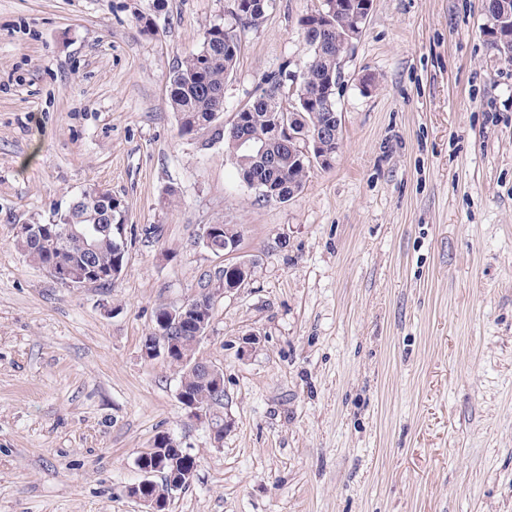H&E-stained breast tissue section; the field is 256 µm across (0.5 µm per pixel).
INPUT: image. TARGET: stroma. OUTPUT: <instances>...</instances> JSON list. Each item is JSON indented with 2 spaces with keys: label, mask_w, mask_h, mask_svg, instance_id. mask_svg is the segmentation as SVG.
Here are the masks:
<instances>
[{
  "label": "stroma",
  "mask_w": 512,
  "mask_h": 512,
  "mask_svg": "<svg viewBox=\"0 0 512 512\" xmlns=\"http://www.w3.org/2000/svg\"><path fill=\"white\" fill-rule=\"evenodd\" d=\"M485 3L373 0L336 157L279 203L169 107L234 0H0V512H144L126 489L161 433L198 459L168 512H512V63ZM320 4L275 0L243 34L225 123L302 64ZM93 184L123 204L126 266L66 288L13 239ZM217 222L256 264L196 350L224 373L218 448L141 351L158 304L224 268L199 242Z\"/></svg>",
  "instance_id": "1"
}]
</instances>
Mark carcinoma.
Here are the masks:
<instances>
[{
    "instance_id": "carcinoma-1",
    "label": "carcinoma",
    "mask_w": 512,
    "mask_h": 512,
    "mask_svg": "<svg viewBox=\"0 0 512 512\" xmlns=\"http://www.w3.org/2000/svg\"><path fill=\"white\" fill-rule=\"evenodd\" d=\"M238 16L204 27L196 49L189 52L169 71V101L176 114L179 135L202 138L204 149L224 144L231 156L240 183L257 185L269 193L270 200L287 202L304 189L310 170L319 164L314 149L317 130L329 124L336 112V82L340 78L337 57L346 52L350 31L356 23L362 0H325L321 8L299 19L308 58L299 78L281 68L266 74L253 97L237 116L238 128L224 126V82L233 73L241 50L242 32L256 28L273 7V0H235ZM490 49L512 62V29L489 41ZM296 88H291V85ZM122 210L112 193L99 185L84 190L69 205L53 209L48 228L52 234L15 236V246L30 262L42 269L49 265L81 268L85 262L82 240L77 236L101 229L95 237L91 256L100 273L97 284L110 286L112 267L125 265L127 243L109 226L121 221ZM211 252L224 253V245L241 241L235 224H216ZM255 263H235L224 267L217 281L200 283L204 291L217 283L224 287L246 283ZM178 347L195 353L196 321L189 318L174 332ZM178 369L179 388L193 403L219 415L224 400L215 395L211 381L172 358ZM160 452L143 458L144 465L157 470L160 480L150 484L145 494L165 497L172 492L170 478L184 471H195L198 461L183 448H171L163 442Z\"/></svg>"
}]
</instances>
